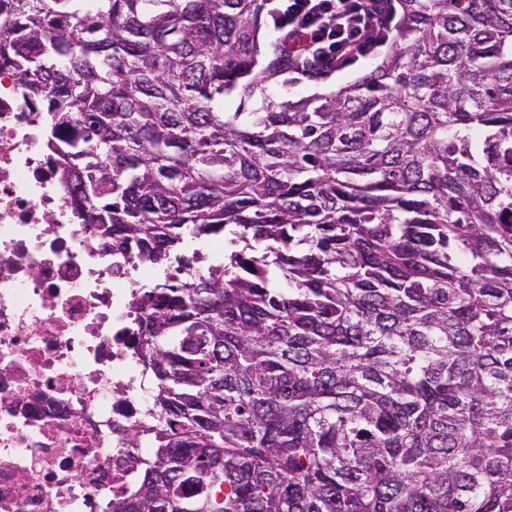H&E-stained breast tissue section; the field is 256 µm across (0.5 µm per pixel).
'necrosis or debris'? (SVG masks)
Returning <instances> with one entry per match:
<instances>
[{
	"instance_id": "necrosis-or-debris-1",
	"label": "necrosis or debris",
	"mask_w": 512,
	"mask_h": 512,
	"mask_svg": "<svg viewBox=\"0 0 512 512\" xmlns=\"http://www.w3.org/2000/svg\"><path fill=\"white\" fill-rule=\"evenodd\" d=\"M19 75L0 68V512H107L130 495L153 394L138 300L157 267L73 223Z\"/></svg>"
}]
</instances>
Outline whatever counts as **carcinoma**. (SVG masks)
<instances>
[{
	"mask_svg": "<svg viewBox=\"0 0 512 512\" xmlns=\"http://www.w3.org/2000/svg\"><path fill=\"white\" fill-rule=\"evenodd\" d=\"M267 0H0L72 216L157 267L153 453L112 512H512V0L284 96ZM234 97V112L224 99Z\"/></svg>",
	"mask_w": 512,
	"mask_h": 512,
	"instance_id": "cac0c4a2",
	"label": "carcinoma"
}]
</instances>
